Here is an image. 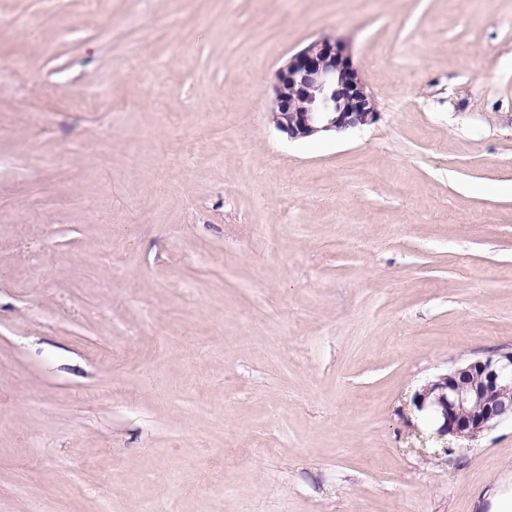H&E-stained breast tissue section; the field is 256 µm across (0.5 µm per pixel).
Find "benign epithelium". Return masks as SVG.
I'll use <instances>...</instances> for the list:
<instances>
[{
	"label": "benign epithelium",
	"mask_w": 512,
	"mask_h": 512,
	"mask_svg": "<svg viewBox=\"0 0 512 512\" xmlns=\"http://www.w3.org/2000/svg\"><path fill=\"white\" fill-rule=\"evenodd\" d=\"M271 113L275 127L291 139L363 127L379 117L347 43L331 37L314 41L280 68ZM411 403L430 413V437H478L512 419V352L437 375L414 393Z\"/></svg>",
	"instance_id": "7a95c632"
}]
</instances>
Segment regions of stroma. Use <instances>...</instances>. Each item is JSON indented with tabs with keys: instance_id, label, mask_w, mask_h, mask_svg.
Instances as JSON below:
<instances>
[{
	"instance_id": "35a3bbf8",
	"label": "stroma",
	"mask_w": 512,
	"mask_h": 512,
	"mask_svg": "<svg viewBox=\"0 0 512 512\" xmlns=\"http://www.w3.org/2000/svg\"><path fill=\"white\" fill-rule=\"evenodd\" d=\"M0 512H488L512 421L411 394L512 350V0H0ZM343 39L380 113L291 140ZM271 113L291 139L336 134L379 117L347 43L331 37L314 41L280 68Z\"/></svg>"
}]
</instances>
